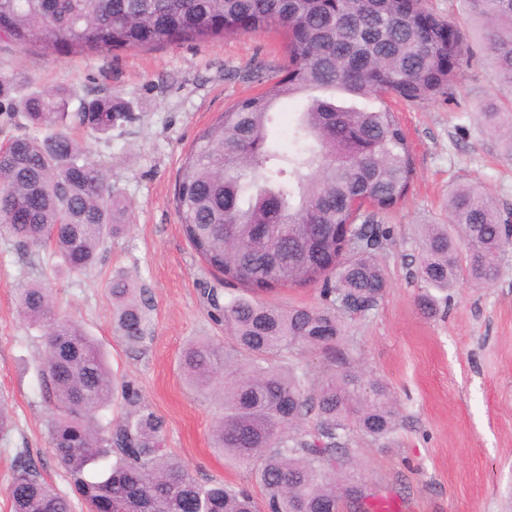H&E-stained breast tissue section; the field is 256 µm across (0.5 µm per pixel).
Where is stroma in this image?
<instances>
[{"label":"stroma","mask_w":512,"mask_h":512,"mask_svg":"<svg viewBox=\"0 0 512 512\" xmlns=\"http://www.w3.org/2000/svg\"><path fill=\"white\" fill-rule=\"evenodd\" d=\"M428 4L467 32L476 57L460 77L455 101L395 105L417 179L406 200L384 216L393 231L380 256L389 287L373 310L344 315L342 350L368 377L389 385L400 419L382 441L350 435L341 469L409 501L413 512H506L512 505V250L501 257L497 280L461 281L431 315L418 306L414 277L417 227L447 222L449 187L481 182L500 208L512 211V157L475 120L482 106L502 103L504 92L483 52L481 22L461 0ZM283 62V37L275 30L105 55H58L0 42V74L82 96L111 93L138 116L108 136H82L129 206L127 231L102 247L90 271H56L49 251H24L0 238V395L14 419L13 429L0 435V512H10L6 487L22 452L39 461L43 477L61 493L69 491L48 443L41 331L17 310L16 291L31 281L52 288L58 312L79 321L103 345L113 370L136 381L145 404L166 422L168 453L200 482L255 486L251 467L210 444L218 395L196 391L181 374L189 342H221L225 333L201 298V289L217 280L182 231L174 190L204 129L240 98L260 92L262 77L275 75ZM119 271L144 289L150 306L147 337L135 349L113 332L105 284Z\"/></svg>","instance_id":"35a3bbf8"}]
</instances>
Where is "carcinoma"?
<instances>
[{
  "instance_id": "1",
  "label": "carcinoma",
  "mask_w": 512,
  "mask_h": 512,
  "mask_svg": "<svg viewBox=\"0 0 512 512\" xmlns=\"http://www.w3.org/2000/svg\"><path fill=\"white\" fill-rule=\"evenodd\" d=\"M489 26L486 51L503 90L481 124L512 155V0H464ZM11 28L0 40L55 54L159 49L275 29L285 64L264 89L228 107L199 136L180 169L175 205L183 233L218 282L239 283L249 299L207 291L214 322L230 345L197 339L181 368L194 389L214 390L222 415L212 447L254 465L264 512H340L366 498L361 481L336 475L344 440L391 435L399 408L390 387L351 362L336 373L344 340L340 314L368 312L388 288L379 254L390 230L380 215L408 196L417 178L407 133L391 102L453 99L468 65L465 31L425 0H0ZM0 75V108L39 134L0 146V235L20 247L48 246L58 268L86 272L105 242L123 232L128 205L76 132L107 135L134 120L112 94L17 93ZM305 103L292 127L293 150L269 137L274 109ZM24 207L27 224L10 221ZM253 224L278 233L256 238ZM512 247V216L477 185L448 194V223L419 225V304L463 279L487 285L494 256ZM320 286L313 307H275L258 296L285 286ZM114 328L134 348L146 339L144 292L117 274L108 283ZM18 309L43 328L49 445L86 512H258L252 491L198 482L164 452V419L119 379L101 344L56 310L40 282L18 288ZM247 356L240 362L239 355ZM331 363L312 383L290 357ZM120 397L124 413L103 421ZM11 512H72V501L18 457L7 487Z\"/></svg>"
}]
</instances>
